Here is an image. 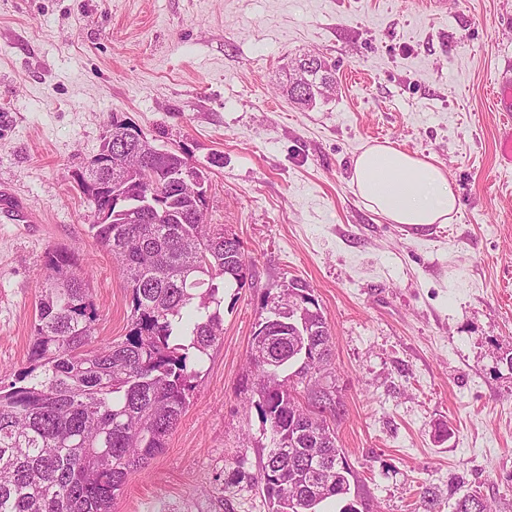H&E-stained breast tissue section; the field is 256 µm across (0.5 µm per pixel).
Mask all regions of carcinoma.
<instances>
[{"instance_id": "1", "label": "carcinoma", "mask_w": 512, "mask_h": 512, "mask_svg": "<svg viewBox=\"0 0 512 512\" xmlns=\"http://www.w3.org/2000/svg\"><path fill=\"white\" fill-rule=\"evenodd\" d=\"M99 152L112 171L85 177L82 193L108 208L112 223L93 224L94 238L116 260L130 291L131 328L97 345L100 314L86 273L65 248L46 256L44 294L36 309L27 364L0 378V512H112L130 473L146 467L166 442L194 391L202 356L223 334L224 290L246 284L252 259L242 243L211 224L204 201L187 197L179 177L196 167L160 154L128 123L112 119ZM153 176L145 181L144 168ZM299 288L307 305L288 312ZM270 325L253 333L251 401L269 424L258 472L235 461L231 481L260 486L271 512H368L348 499L353 471L336 444L340 402L330 403L332 332L306 286L289 282L265 305ZM316 401L305 411L298 387ZM415 512H440L424 487ZM454 512H492L478 492Z\"/></svg>"}]
</instances>
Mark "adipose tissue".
Instances as JSON below:
<instances>
[{
    "label": "adipose tissue",
    "instance_id": "obj_1",
    "mask_svg": "<svg viewBox=\"0 0 512 512\" xmlns=\"http://www.w3.org/2000/svg\"><path fill=\"white\" fill-rule=\"evenodd\" d=\"M351 186L369 211L392 224H445L459 208L440 164L387 142L363 147L354 160Z\"/></svg>",
    "mask_w": 512,
    "mask_h": 512
}]
</instances>
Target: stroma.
I'll use <instances>...</instances> for the list:
<instances>
[{
  "label": "stroma",
  "instance_id": "stroma-1",
  "mask_svg": "<svg viewBox=\"0 0 512 512\" xmlns=\"http://www.w3.org/2000/svg\"><path fill=\"white\" fill-rule=\"evenodd\" d=\"M310 54L337 88L304 109L281 87ZM511 70L512 0H0V185L37 217L0 216V377L26 364L53 247L89 275L98 338L129 330L73 179L117 118L208 174V220L252 265L164 451L112 512H269L226 478L266 458L243 382L263 304L294 279L331 326L351 495L414 512L423 482L442 512L472 491L512 512V166L490 99ZM384 141L444 167L452 221L416 234L365 208L354 159Z\"/></svg>",
  "mask_w": 512,
  "mask_h": 512
}]
</instances>
